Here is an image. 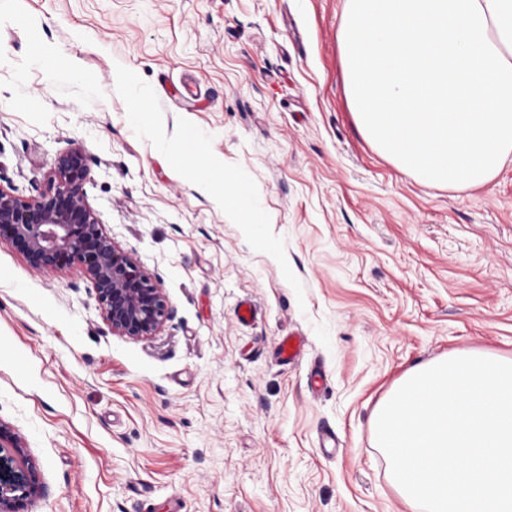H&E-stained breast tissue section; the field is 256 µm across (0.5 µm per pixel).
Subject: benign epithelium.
Returning a JSON list of instances; mask_svg holds the SVG:
<instances>
[{"label": "benign epithelium", "mask_w": 512, "mask_h": 512, "mask_svg": "<svg viewBox=\"0 0 512 512\" xmlns=\"http://www.w3.org/2000/svg\"><path fill=\"white\" fill-rule=\"evenodd\" d=\"M88 175L86 156L75 147L57 156L46 188L21 197L0 187V239L36 272L81 267L113 335L154 336L173 311L157 281L103 230L84 191ZM5 446L16 449L21 466L17 473L0 467V512H21L45 494V486L20 437L0 423V449Z\"/></svg>", "instance_id": "1"}]
</instances>
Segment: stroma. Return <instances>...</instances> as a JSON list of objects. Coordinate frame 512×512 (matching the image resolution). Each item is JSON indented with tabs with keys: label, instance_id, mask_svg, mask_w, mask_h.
Returning a JSON list of instances; mask_svg holds the SVG:
<instances>
[{
	"label": "stroma",
	"instance_id": "1",
	"mask_svg": "<svg viewBox=\"0 0 512 512\" xmlns=\"http://www.w3.org/2000/svg\"><path fill=\"white\" fill-rule=\"evenodd\" d=\"M346 5L0 0V186L28 196L81 148L89 204L174 311L112 335L81 270L33 272L0 240V423L47 488L27 512H411L374 408L418 364L512 357V159L451 191L379 152L346 91ZM43 46L76 75L36 64ZM131 84L154 136L129 124ZM189 126L209 134L208 190L159 147ZM236 180L262 237L217 198ZM229 196L233 198L240 210L249 215V224L251 232L260 236L263 234L264 219L260 212L259 200L252 187L246 182H239L229 186Z\"/></svg>",
	"mask_w": 512,
	"mask_h": 512
}]
</instances>
